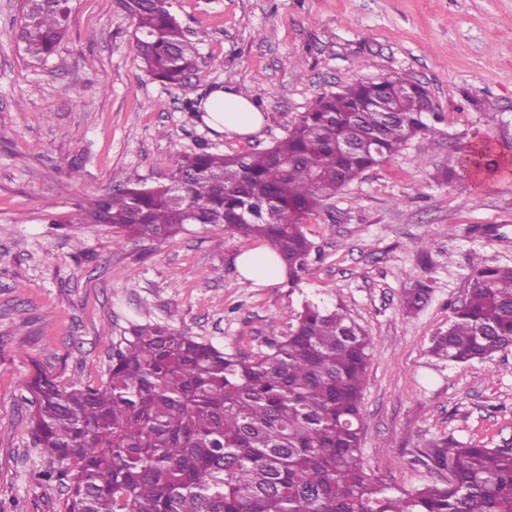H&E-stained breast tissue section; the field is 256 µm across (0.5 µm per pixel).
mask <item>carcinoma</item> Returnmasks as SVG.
Here are the masks:
<instances>
[{
	"label": "carcinoma",
	"mask_w": 512,
	"mask_h": 512,
	"mask_svg": "<svg viewBox=\"0 0 512 512\" xmlns=\"http://www.w3.org/2000/svg\"><path fill=\"white\" fill-rule=\"evenodd\" d=\"M134 23L144 71L184 88L199 49L171 0H119ZM70 0H29L16 35L38 63L65 38ZM427 89L402 78L358 81L324 94L262 151L178 154L168 185L115 189L83 211L126 237L165 241L188 224L261 239L288 282L312 244L302 219L366 170L400 153L429 124ZM487 144L453 149L443 172L478 170ZM469 296L430 353L454 365L512 347V267L471 264ZM429 279L405 289L410 312ZM371 337L343 307L308 301L288 334L255 357L226 353L184 332L135 324L112 353L108 380L28 384L30 433L49 461L42 477L68 489L67 512H512V444L434 438L422 451L445 486L413 491L373 481L360 455Z\"/></svg>",
	"instance_id": "carcinoma-1"
}]
</instances>
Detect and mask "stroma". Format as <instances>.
<instances>
[{
  "label": "stroma",
  "instance_id": "1",
  "mask_svg": "<svg viewBox=\"0 0 512 512\" xmlns=\"http://www.w3.org/2000/svg\"><path fill=\"white\" fill-rule=\"evenodd\" d=\"M22 3L0 0V512H67L66 487L40 477L27 385L41 370L101 385L135 323L255 356L305 300L344 306L373 339L361 451L389 487L447 485L422 462L431 439L512 440V348L465 366L429 353L469 294L471 257L512 266V0H172L201 54L184 91L143 72L116 0H71L41 64L17 47ZM385 78L424 83L435 131L304 218L298 284L245 280L236 259L262 242L220 226L118 243L83 219L85 196L171 182L172 156L204 146L270 148L321 94ZM217 85L265 115L261 135L215 132L188 108ZM484 141L491 168L440 180L453 148ZM424 246L433 292L408 313Z\"/></svg>",
  "mask_w": 512,
  "mask_h": 512
}]
</instances>
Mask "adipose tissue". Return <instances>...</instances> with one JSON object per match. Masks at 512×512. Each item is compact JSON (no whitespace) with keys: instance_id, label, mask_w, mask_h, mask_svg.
<instances>
[{"instance_id":"obj_1","label":"adipose tissue","mask_w":512,"mask_h":512,"mask_svg":"<svg viewBox=\"0 0 512 512\" xmlns=\"http://www.w3.org/2000/svg\"><path fill=\"white\" fill-rule=\"evenodd\" d=\"M203 121L218 132L250 136L259 133L265 117L247 98L230 89H212L203 102Z\"/></svg>"}]
</instances>
